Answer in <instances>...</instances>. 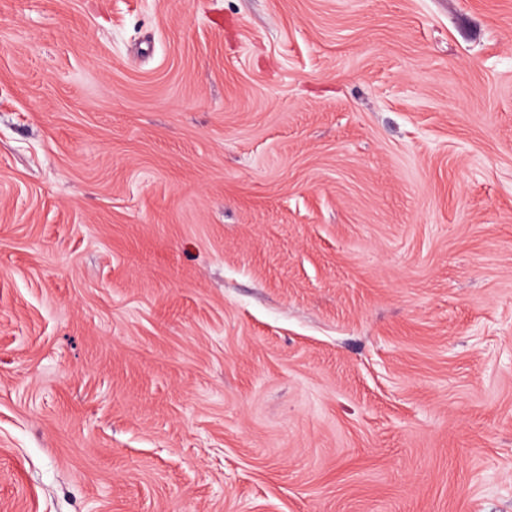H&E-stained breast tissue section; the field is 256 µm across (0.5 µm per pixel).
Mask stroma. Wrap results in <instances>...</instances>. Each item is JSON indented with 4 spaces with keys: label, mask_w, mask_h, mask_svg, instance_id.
Instances as JSON below:
<instances>
[{
    "label": "stroma",
    "mask_w": 512,
    "mask_h": 512,
    "mask_svg": "<svg viewBox=\"0 0 512 512\" xmlns=\"http://www.w3.org/2000/svg\"><path fill=\"white\" fill-rule=\"evenodd\" d=\"M0 512H512V0H0Z\"/></svg>",
    "instance_id": "obj_1"
}]
</instances>
